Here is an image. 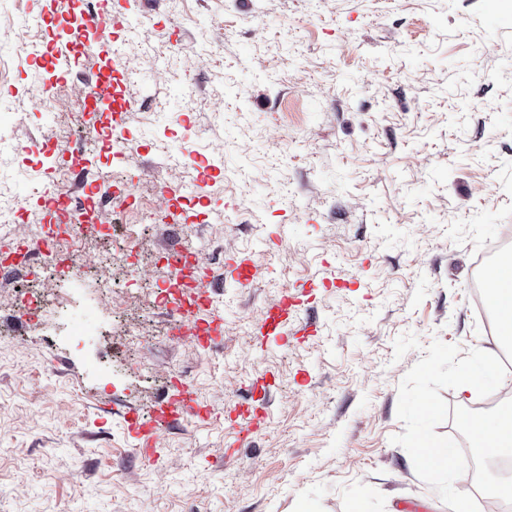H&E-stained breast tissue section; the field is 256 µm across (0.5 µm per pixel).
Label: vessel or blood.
I'll list each match as a JSON object with an SVG mask.
<instances>
[{"instance_id":"1","label":"vessel or blood","mask_w":512,"mask_h":512,"mask_svg":"<svg viewBox=\"0 0 512 512\" xmlns=\"http://www.w3.org/2000/svg\"><path fill=\"white\" fill-rule=\"evenodd\" d=\"M68 7L78 10L81 29L69 40H52L44 45L31 46L27 53L28 62H43L47 73L55 80L67 81L74 74L78 57L90 46L89 36L94 35L101 39L100 45L95 47L98 55L110 58L111 63L88 73L86 79L94 87L117 86L118 74L126 66V53L115 46L107 33L131 27L132 18L122 10L109 8L106 0H97L93 6L88 5L87 0H69ZM60 17L59 0H37L28 22L37 26ZM228 274L238 287L248 288L255 280L256 267L251 257L242 256L230 264ZM211 282L210 268L196 267L191 288L200 297L201 303L187 315L181 332L183 338L204 348L219 339L224 332V312L208 291ZM303 291L304 288L300 285L285 291L277 303L266 307L260 313L256 323V336L260 344L284 346L287 345L289 337L306 335V325L294 318ZM249 388L256 395V402L238 405L231 421L236 440L240 443L261 433L267 424L270 384L266 374L254 376ZM210 415V407L200 402L195 389L174 379L165 384L149 416L130 422L128 429L138 455L153 462L159 457L158 441L172 426L185 421L202 423Z\"/></svg>"}]
</instances>
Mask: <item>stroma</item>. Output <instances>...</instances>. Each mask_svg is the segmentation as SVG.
I'll list each match as a JSON object with an SVG mask.
<instances>
[{
  "label": "stroma",
  "mask_w": 512,
  "mask_h": 512,
  "mask_svg": "<svg viewBox=\"0 0 512 512\" xmlns=\"http://www.w3.org/2000/svg\"><path fill=\"white\" fill-rule=\"evenodd\" d=\"M28 10L0 0V91L12 95L0 109V191L26 201L1 249L47 232L30 174L53 129L84 137L104 182L127 157L193 186V150L224 174L210 205H186L190 223L107 213L111 242L82 249H134L109 270L111 309L96 275L50 272L26 324L19 290L0 286V512H451L459 498L484 512L485 480L463 461L445 479L420 473L414 438L425 430L461 448L471 435L453 415L512 396V370L471 395L455 381L505 351L476 282L512 224V16L493 0H141L138 24L120 35L130 58L119 93L135 109L116 158L98 139L106 118L75 125L84 104L69 84H57L53 110L31 103L38 73L13 51L18 30L44 37ZM174 22L183 52L151 51ZM191 80L201 95L188 111ZM189 124L201 140L186 139ZM167 240L218 271L246 254L257 264L253 287L214 289L224 334L210 347L163 333L152 299ZM130 261L149 283L128 281ZM334 278L303 298L310 335L260 347L267 304ZM90 321L95 334L76 340ZM130 327L145 338L135 349L120 341ZM258 373L272 384L268 428L225 457L226 417ZM173 377L212 418L170 430L150 463L128 423ZM423 402L434 413L420 414Z\"/></svg>",
  "instance_id": "1"
}]
</instances>
